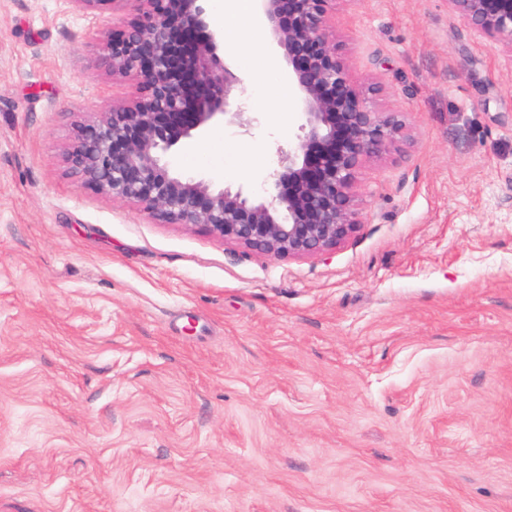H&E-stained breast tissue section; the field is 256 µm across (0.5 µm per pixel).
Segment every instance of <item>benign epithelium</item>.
<instances>
[{"label": "benign epithelium", "instance_id": "benign-epithelium-1", "mask_svg": "<svg viewBox=\"0 0 512 512\" xmlns=\"http://www.w3.org/2000/svg\"><path fill=\"white\" fill-rule=\"evenodd\" d=\"M82 14L127 12L103 45L107 69L135 82L132 98L76 125L63 161L82 188L142 207L158 224H189L248 250L288 258L333 251L365 223L357 177L372 157L410 139L405 113L377 104L332 42L336 0H258L303 105L297 142L278 152L270 197L173 171L167 156L226 116L245 126L242 79L219 54L224 34L208 0H69ZM488 43L512 55V0H448Z\"/></svg>", "mask_w": 512, "mask_h": 512}]
</instances>
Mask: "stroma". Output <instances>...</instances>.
Listing matches in <instances>:
<instances>
[{"instance_id":"35a3bbf8","label":"stroma","mask_w":512,"mask_h":512,"mask_svg":"<svg viewBox=\"0 0 512 512\" xmlns=\"http://www.w3.org/2000/svg\"><path fill=\"white\" fill-rule=\"evenodd\" d=\"M119 20L0 0V512H512V55L448 0H336L413 141L360 171L359 231L295 259L66 174L132 93ZM227 25L251 132L171 163L264 198L301 100L260 18Z\"/></svg>"}]
</instances>
